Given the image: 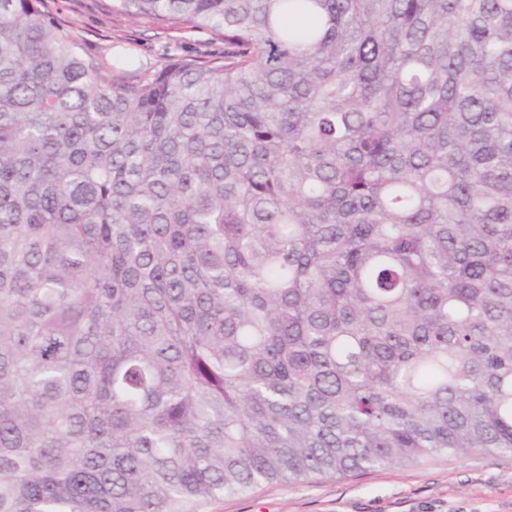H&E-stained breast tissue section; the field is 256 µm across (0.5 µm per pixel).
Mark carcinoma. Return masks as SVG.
I'll list each match as a JSON object with an SVG mask.
<instances>
[{
	"instance_id": "1",
	"label": "carcinoma",
	"mask_w": 512,
	"mask_h": 512,
	"mask_svg": "<svg viewBox=\"0 0 512 512\" xmlns=\"http://www.w3.org/2000/svg\"><path fill=\"white\" fill-rule=\"evenodd\" d=\"M0 0V512H203L512 453V0ZM47 9L76 36L83 53L128 79L160 70L176 57H224V38L191 22H161L112 10V0H47Z\"/></svg>"
}]
</instances>
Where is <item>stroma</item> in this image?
<instances>
[{"label":"stroma","instance_id":"1","mask_svg":"<svg viewBox=\"0 0 512 512\" xmlns=\"http://www.w3.org/2000/svg\"><path fill=\"white\" fill-rule=\"evenodd\" d=\"M84 54L119 78L176 57L222 58L224 39L191 22L114 11L112 0H47ZM206 512H512V453L438 454L418 466L332 479L272 482L208 505Z\"/></svg>","mask_w":512,"mask_h":512}]
</instances>
